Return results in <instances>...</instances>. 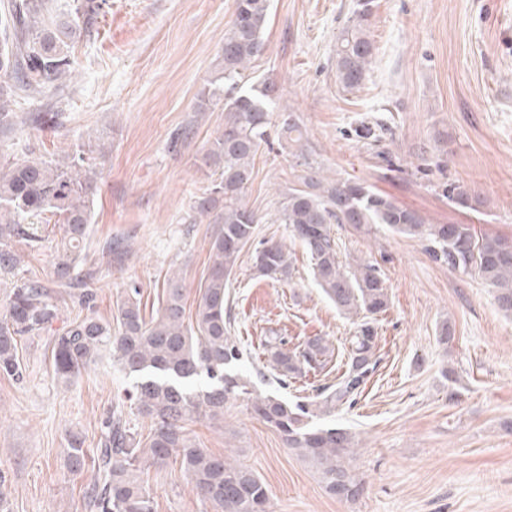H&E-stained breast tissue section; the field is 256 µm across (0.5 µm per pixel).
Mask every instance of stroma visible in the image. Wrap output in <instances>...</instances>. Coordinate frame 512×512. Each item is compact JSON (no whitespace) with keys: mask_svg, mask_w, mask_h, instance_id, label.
Here are the masks:
<instances>
[{"mask_svg":"<svg viewBox=\"0 0 512 512\" xmlns=\"http://www.w3.org/2000/svg\"><path fill=\"white\" fill-rule=\"evenodd\" d=\"M356 0H271L266 49L250 75L276 79L283 103L299 117L325 175L355 177L429 224H467L476 235L512 239V0H373L376 47L360 90L342 91L333 58L336 38ZM235 0H108L95 30L74 45V71L62 87L24 102L62 114L47 130L25 125L0 134L11 161L35 154L61 160L87 143L99 170L92 231L85 244L91 307L61 301L59 332L77 317L109 320L129 288L145 313L161 307L168 278H181L187 311L210 266L218 231L195 203L211 183L200 169L204 146L224 126V103L196 111L199 92L219 74V54ZM192 140H178L186 125ZM294 180L292 158L262 148L244 202L257 236L287 240L277 220L282 191ZM457 184L478 197L476 209L451 205ZM343 261L375 264L390 304L376 322V373L353 409L332 421L358 442L350 465L364 483L353 502L328 493L318 473L281 435L245 407L224 420L186 422L188 436L213 454L251 467L265 484L269 512H512V318L477 272L433 261L422 241L379 228L336 227ZM35 247L15 246L16 277L52 281L57 224ZM128 254L108 264L103 245ZM292 280L257 277L243 251L226 287L230 334L244 352L242 371L260 394L294 402L332 382L347 357L354 326L323 297L302 248ZM449 323L453 339L439 344ZM288 346L322 337L333 351L321 373L281 386L268 376L267 337ZM26 378L0 376V512H85L91 469L72 471L68 450L96 448L103 422L122 407L139 433L150 423L131 398L135 377L98 360L71 384L57 381L44 342L22 340ZM454 369L456 386L441 372ZM155 512H213L179 461L145 467Z\"/></svg>","mask_w":512,"mask_h":512,"instance_id":"obj_1","label":"stroma"}]
</instances>
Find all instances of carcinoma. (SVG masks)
I'll list each match as a JSON object with an SVG mask.
<instances>
[{
    "label": "carcinoma",
    "instance_id": "carcinoma-1",
    "mask_svg": "<svg viewBox=\"0 0 512 512\" xmlns=\"http://www.w3.org/2000/svg\"><path fill=\"white\" fill-rule=\"evenodd\" d=\"M51 0H12L0 19V129L19 123L40 128L58 124V112L18 114L19 99L55 88L74 71L71 50L90 32L107 0H73L68 16L51 14ZM269 0H235L234 20L224 35L221 76L213 88L198 96L196 111L206 112L224 96V128L208 142L205 164L217 179L196 202L200 215L214 214L222 225L211 243V264L200 289L195 321L185 322L184 288L168 279L165 298L156 314L146 317L139 289L132 288L117 303L116 322L87 314L49 336L60 315V301L71 295L83 261L82 244L90 235L91 203L98 172L78 150L60 163L28 158L0 163V272L20 264L13 243L42 241L37 220L51 213L62 225L52 278L55 288L36 277L12 285L0 316V375L24 379L18 345L24 338L46 341L53 371L64 383L74 381L90 365L109 357L124 374L139 378L135 400L139 415L151 420L146 440L116 410L104 423L91 467L94 480L85 496L87 512H153V500L140 478L147 465H162L172 456L180 460L197 495L214 512H267L268 491L256 473L226 457L199 447L186 433L193 416L224 420V410L239 402L256 419L274 428L286 446L310 464L326 490L354 500L363 484L350 467L357 447L345 428L319 421L352 407L380 362L376 317L386 312L388 288L374 264L359 260L344 265L333 225L348 224L368 232L379 225L425 242L430 257L453 271H475L495 290L498 307L512 314V241L500 236H477L465 224H427L417 212L396 205L360 181L323 175L306 130L292 111L278 113V145L288 150L299 169L294 184L280 201L278 221L287 225L288 238L308 254L316 285L326 300L353 320L345 369L336 382L293 405L275 395L262 396L238 368L243 351L229 336L225 288L243 249L254 245L252 268L273 281L292 279L293 266L286 245L273 239L256 241L258 217L243 197L254 174L255 157L271 145L270 114L283 97L282 87L270 78L255 82L246 76L249 65L265 50L263 31ZM371 0H358L357 9L338 37L336 81L342 90L361 88L374 58L369 36ZM448 199L462 209H475L478 199L458 186ZM276 379L287 384L310 371L324 369L328 345L317 337L292 349L274 336L266 341ZM207 377L209 386L192 383Z\"/></svg>",
    "mask_w": 512,
    "mask_h": 512
}]
</instances>
